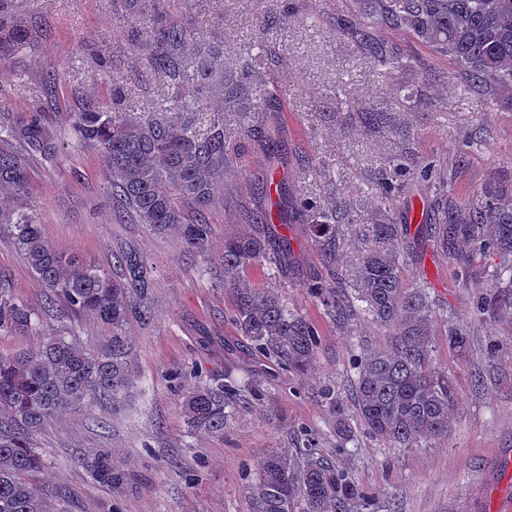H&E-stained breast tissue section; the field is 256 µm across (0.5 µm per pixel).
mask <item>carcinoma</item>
I'll return each instance as SVG.
<instances>
[{
	"label": "carcinoma",
	"instance_id": "carcinoma-1",
	"mask_svg": "<svg viewBox=\"0 0 512 512\" xmlns=\"http://www.w3.org/2000/svg\"><path fill=\"white\" fill-rule=\"evenodd\" d=\"M138 22L153 31L139 50L163 74L173 96L166 104L135 116L125 105L130 77L112 76V95L87 104L72 116L71 131L102 150L112 198L156 234L173 233L185 247L204 254L210 224L205 214L218 202L216 187L236 155L225 142L224 113L210 111L220 99L235 114L241 133L252 136L255 113L278 100L282 89L271 76L279 65L275 52L261 42L237 67L224 66V42L204 40L197 29L172 19L165 0H124ZM339 32L355 44L373 67L406 68L411 61L380 38L379 31L407 29L448 57L471 91L486 102L512 110V0H353V9L336 20ZM37 33L26 24L0 26V59L24 47ZM374 133L393 128L392 114L375 105L357 114ZM63 140L41 107L0 126V233L11 239L31 273L49 295L48 305L62 304L77 315H90L112 329L97 350H86L58 332L47 318L13 296L0 282V335L42 337L35 349L0 354V512H69L54 502L57 494L27 481L42 466L34 437L59 412L92 401H120L133 382L132 350L126 326L154 320V267L134 249L112 255L109 273L78 255L58 251L41 231L29 203L30 160L52 159ZM434 166H420L399 155L371 181L380 207L370 222L372 236L384 243L362 254L355 295L336 276V225L358 224L340 201L301 196L290 208L261 210L244 227L224 236V292L232 299V323L249 348L272 359L278 368L303 374L317 362L320 340L315 326L274 288H257L248 271L263 261L278 272L292 271L333 322L354 316V301L366 304L372 319L388 331L385 344L354 361L352 395L358 416L376 438L394 448H429L448 440L456 387L434 357L436 314L422 280L410 278L404 250L405 225L391 207L405 189V177L432 176ZM480 204L457 203L451 180L438 182L441 217L432 238L456 266L465 283L476 262L496 257L487 272V288H512V192L485 190ZM196 213L187 219L185 208ZM312 222L331 279L296 264L291 239L283 234L273 246L265 228ZM496 311L512 321V297L490 308L476 302L482 319ZM444 335L448 350L461 354L468 332L452 323ZM241 389L218 380L188 386L181 412L187 433L224 432L225 410ZM75 462L93 480L119 489L127 479L123 464L109 448H86ZM248 512H364L372 497L336 463L319 453L313 436L290 453L277 449L260 460L245 486Z\"/></svg>",
	"mask_w": 512,
	"mask_h": 512
}]
</instances>
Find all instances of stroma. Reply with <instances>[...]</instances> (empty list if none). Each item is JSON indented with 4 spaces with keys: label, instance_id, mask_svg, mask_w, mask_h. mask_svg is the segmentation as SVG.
Segmentation results:
<instances>
[{
    "label": "stroma",
    "instance_id": "1",
    "mask_svg": "<svg viewBox=\"0 0 512 512\" xmlns=\"http://www.w3.org/2000/svg\"><path fill=\"white\" fill-rule=\"evenodd\" d=\"M277 2L166 3L186 25L223 40L226 65L259 39L276 42L279 81L291 92L275 109L258 115L259 129L274 121L282 127L269 153L255 149L234 122H227V142L243 144L244 152L224 179L220 202L206 215L211 238L209 255L203 258L186 253L177 237L153 234L120 216L101 149L69 130L72 114L83 104L112 92L111 78L94 75L93 52L105 55L115 73L137 71L138 82L127 86L131 101L145 106L169 96L166 78L131 45L135 39L148 40L149 28L132 22L113 0H17L15 20L38 18L42 31L30 48L0 65V115H16L41 103L65 137V148L54 160L31 162L30 199L43 234L59 251L81 255L107 270L113 253L128 247L155 270L156 316L149 325L134 322L128 327L134 371L130 400L117 411L97 402L54 417L35 439L44 467L29 480L68 496L71 512H247L244 487L255 464L269 450L295 449L310 435L320 452L350 471L378 505L393 504L396 512H512V324L475 320L482 281L459 286L454 265L429 241L425 227L435 214L426 182H411L393 217L408 227L404 246L410 272L428 282L438 313L470 333L469 349L459 356L449 352L443 324L435 326V356L454 378L457 393L447 442L394 448L366 433L349 394L351 362L362 349L379 346L382 333L363 303H356L351 320L335 324L293 275L272 279L267 266L250 269L255 287L276 285L321 336L317 364L300 377H274V364L251 352L229 322L233 306L224 292L220 263L225 235L270 204L291 203L306 191L320 196L326 191L322 178L301 173L296 155L327 167L351 207L371 216L375 199L369 178L398 154L399 140L342 126L335 113L383 104L407 133L410 150L451 173L468 204L477 203L486 185L512 183V112L481 104L451 61L408 31L388 30L385 39L414 66L374 70L332 23L333 16L349 10V0H301L286 30L255 28L256 15ZM50 74L55 82L48 89L44 79ZM478 126L483 134L476 140L472 132ZM270 161L276 167L274 180L265 185L259 173ZM336 240V270L343 279H352L359 257L377 242L360 224L340 225ZM0 282L32 308H42L44 288L4 236ZM52 323L90 350L110 336L91 317L73 316L61 305ZM175 372L192 382L229 375L238 383L256 384L260 401L229 413L223 433L188 436L171 378ZM324 386L335 388L336 410L317 398ZM341 418L352 430V442L337 430ZM78 448L114 449L130 473L127 485L111 491L91 480L71 460Z\"/></svg>",
    "mask_w": 512,
    "mask_h": 512
}]
</instances>
